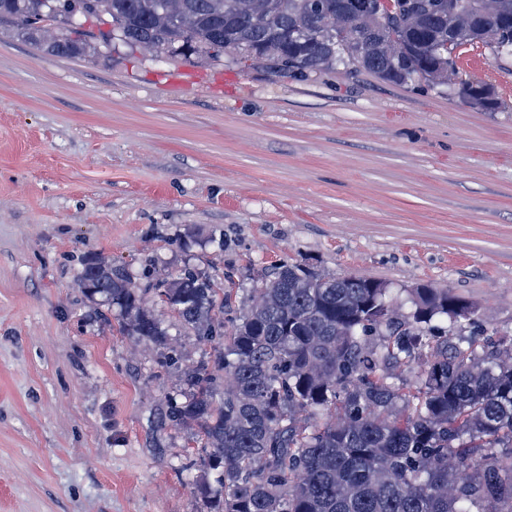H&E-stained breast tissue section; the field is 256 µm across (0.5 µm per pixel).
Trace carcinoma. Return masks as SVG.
Returning <instances> with one entry per match:
<instances>
[{"instance_id":"obj_1","label":"carcinoma","mask_w":512,"mask_h":512,"mask_svg":"<svg viewBox=\"0 0 512 512\" xmlns=\"http://www.w3.org/2000/svg\"><path fill=\"white\" fill-rule=\"evenodd\" d=\"M72 18L110 30L86 34ZM2 19L66 57L118 43L228 52L293 81L341 67L424 81L487 110L500 102L463 76L457 52L512 56V0H0ZM80 280L119 308L121 330L166 335L129 272L87 262ZM154 291L211 344L184 371L172 419L206 448L194 490L218 497L213 512H512V332L484 337L474 303L429 285L403 299L383 282L286 260L240 314L232 291L191 271ZM406 372L408 390L396 383Z\"/></svg>"}]
</instances>
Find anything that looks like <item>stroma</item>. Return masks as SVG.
Masks as SVG:
<instances>
[{
	"label": "stroma",
	"mask_w": 512,
	"mask_h": 512,
	"mask_svg": "<svg viewBox=\"0 0 512 512\" xmlns=\"http://www.w3.org/2000/svg\"><path fill=\"white\" fill-rule=\"evenodd\" d=\"M501 103L338 71L297 82L128 50L62 57L0 23V512H205V450L171 423L208 343L157 296L164 343L121 332L85 259L147 277L301 261L448 288L512 330V58Z\"/></svg>",
	"instance_id": "stroma-1"
}]
</instances>
